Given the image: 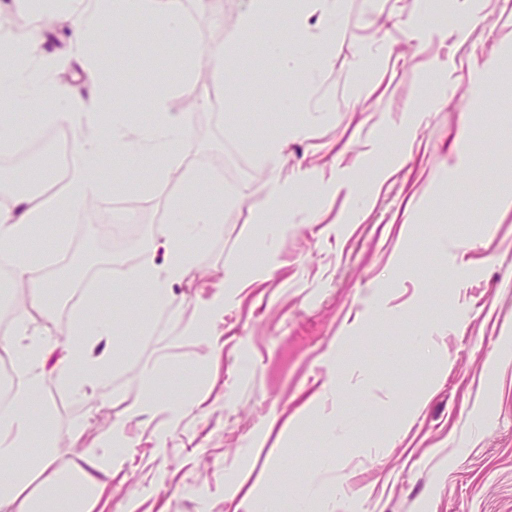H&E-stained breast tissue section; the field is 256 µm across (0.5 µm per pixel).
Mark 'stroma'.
<instances>
[{
  "label": "stroma",
  "mask_w": 512,
  "mask_h": 512,
  "mask_svg": "<svg viewBox=\"0 0 512 512\" xmlns=\"http://www.w3.org/2000/svg\"><path fill=\"white\" fill-rule=\"evenodd\" d=\"M246 8L183 0L199 69L244 48L220 81L185 80V50L154 40L150 20L115 18L100 38L134 125L156 123L160 87L175 89L171 112L194 99L182 168L202 182L190 197L185 180L153 179L162 159L114 158L100 210L141 214L123 246L81 213L25 239L50 280L96 239L112 277L94 313L131 337L109 399L45 385L56 468L87 470L79 449L123 419L130 445L92 512H259L267 499L293 512L313 492L326 512H512V0H445L430 22L424 0H341L320 71L292 74L268 56L267 30L243 31ZM81 18L25 20L42 24L36 54L56 81L87 91L71 43ZM285 124L301 134L274 165L308 179L273 215L263 148ZM206 202L218 231L195 246L172 312L149 310L128 268L172 231V205ZM235 266L247 275L226 287ZM217 293L213 338L183 335ZM154 362L157 394L187 410L127 420Z\"/></svg>",
  "instance_id": "stroma-1"
}]
</instances>
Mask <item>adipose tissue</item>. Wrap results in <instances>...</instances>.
Instances as JSON below:
<instances>
[{
  "label": "adipose tissue",
  "instance_id": "obj_1",
  "mask_svg": "<svg viewBox=\"0 0 512 512\" xmlns=\"http://www.w3.org/2000/svg\"><path fill=\"white\" fill-rule=\"evenodd\" d=\"M118 14L150 18L167 31L173 43L181 45L187 40L181 0H91L72 34V44L81 53L82 64L92 81L90 94L59 85L47 67L36 60L34 49L41 37L37 29L26 41L11 42L6 53L8 63L0 65L1 96L8 97L12 105L28 110H40L48 104L61 108L62 124L78 135L71 175L62 194L37 204L29 194L18 193L9 205L0 206V262L9 265L13 283L24 287L28 301L27 308L14 317L16 330L22 335L30 328L32 312L48 310L58 289L29 264L17 260L13 243L25 237L31 225L52 223L97 196L102 189L101 172L111 158L136 152L165 158L170 170L181 166L187 118L170 111L172 88H159L153 97L151 109L159 116L157 125L149 129L132 128L126 120L127 105L103 86L97 74V58L86 51L88 42ZM315 15L323 22L316 31L310 26V19ZM337 17L336 0H300L292 12V36L303 39L304 52H290L288 40L279 38L269 43V54L286 71L318 68ZM173 220L178 224L177 230L163 238L157 248L164 252L163 262H156V250L147 251L138 268L127 278L129 285L142 289L146 305L154 310L171 308L174 284L193 271V244L209 233L218 215L214 210L201 208L193 214L191 223H183L178 212ZM115 349L111 324L83 316L77 318L70 338L64 342L34 341L18 347V366L24 380L14 394L9 414L0 416V512H33L32 500L25 494L29 471L13 467L12 462L33 445L30 410L45 401L42 387L49 356L58 355L61 367L55 375L75 393L100 396L108 387ZM124 437V422L111 423L107 431V453H98L94 448L82 449L81 454L92 469L72 481L61 480L49 452H42L34 460V469L41 477L42 499L52 507L91 501L103 490L98 471L111 468L113 454L121 447Z\"/></svg>",
  "mask_w": 512,
  "mask_h": 512
}]
</instances>
